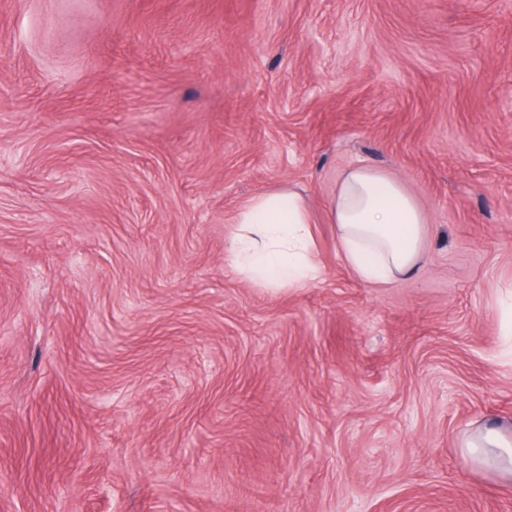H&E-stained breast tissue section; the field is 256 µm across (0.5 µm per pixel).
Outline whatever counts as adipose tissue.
Here are the masks:
<instances>
[{
  "mask_svg": "<svg viewBox=\"0 0 512 512\" xmlns=\"http://www.w3.org/2000/svg\"><path fill=\"white\" fill-rule=\"evenodd\" d=\"M325 220L337 227L347 265L371 285L411 276L430 231L426 214L400 180L360 166L341 177ZM234 222L237 230L224 261L239 276L265 288H304L320 278L313 219L300 192L277 189L252 196ZM461 448L479 468L512 482V433L502 424L482 423L463 438Z\"/></svg>",
  "mask_w": 512,
  "mask_h": 512,
  "instance_id": "obj_1",
  "label": "adipose tissue"
}]
</instances>
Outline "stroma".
<instances>
[{
	"label": "stroma",
	"instance_id": "obj_1",
	"mask_svg": "<svg viewBox=\"0 0 512 512\" xmlns=\"http://www.w3.org/2000/svg\"><path fill=\"white\" fill-rule=\"evenodd\" d=\"M356 166L432 224L363 283ZM320 279L224 263L276 188ZM512 0H0V512H512ZM325 220L336 224L347 265L371 285L411 276L430 231L428 217L400 180L360 166L341 177ZM465 456L479 468L512 482V433L497 421H486L465 436L461 446Z\"/></svg>",
	"mask_w": 512,
	"mask_h": 512
}]
</instances>
